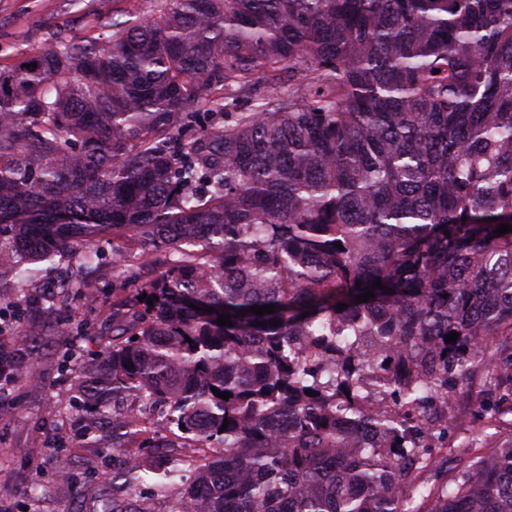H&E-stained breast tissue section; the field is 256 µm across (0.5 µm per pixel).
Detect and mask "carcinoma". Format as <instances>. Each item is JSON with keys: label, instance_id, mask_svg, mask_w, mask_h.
I'll use <instances>...</instances> for the list:
<instances>
[{"label": "carcinoma", "instance_id": "1", "mask_svg": "<svg viewBox=\"0 0 512 512\" xmlns=\"http://www.w3.org/2000/svg\"><path fill=\"white\" fill-rule=\"evenodd\" d=\"M114 27L0 71V278L110 235L170 251L73 382L112 411V512H512L491 421L426 479L464 378L512 411V0H160ZM277 83H280L281 86H288V69H285L284 72L275 79H273L271 75H259L257 78L253 79L250 86L240 94L236 102L237 108L228 107L224 109V99L213 97V101L200 107V112H214L213 115L210 113L205 114L209 124L222 122L223 116L221 112L243 111V109L246 108L254 99H258L268 94V92L275 87Z\"/></svg>", "mask_w": 512, "mask_h": 512}]
</instances>
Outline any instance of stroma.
Instances as JSON below:
<instances>
[{
	"label": "stroma",
	"mask_w": 512,
	"mask_h": 512,
	"mask_svg": "<svg viewBox=\"0 0 512 512\" xmlns=\"http://www.w3.org/2000/svg\"><path fill=\"white\" fill-rule=\"evenodd\" d=\"M157 0H0V69L14 68L29 53L62 39L108 43L112 24L129 15H146ZM122 240L104 238L102 255L88 275L96 286L94 301L69 289L64 300L49 302L63 280L67 260H56L42 279L19 289L0 282V342L15 344L19 323L37 326L24 342L31 376L0 387V512H98L112 499V432L98 428L72 400L79 369L112 342V303L132 283L157 277L167 254L148 249L126 269L112 266V252ZM44 488L40 500L28 494L31 483Z\"/></svg>",
	"instance_id": "obj_1"
}]
</instances>
